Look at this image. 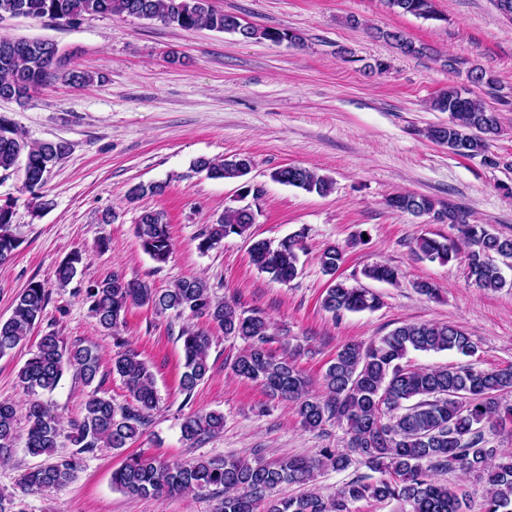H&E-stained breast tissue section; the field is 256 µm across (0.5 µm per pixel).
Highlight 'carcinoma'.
Returning <instances> with one entry per match:
<instances>
[{
    "label": "carcinoma",
    "mask_w": 512,
    "mask_h": 512,
    "mask_svg": "<svg viewBox=\"0 0 512 512\" xmlns=\"http://www.w3.org/2000/svg\"><path fill=\"white\" fill-rule=\"evenodd\" d=\"M391 7L416 17L434 16L433 0H389ZM111 14L159 21L183 30L207 28L235 33L228 24L236 15L219 11L211 0H0V21L6 18L70 22L85 15ZM242 37L292 44L302 37L276 28L244 26ZM407 55L420 53L412 41L398 31L383 33ZM61 76L73 83H85L91 76L76 70H62L61 60L46 40L0 36V91L25 103L48 78ZM433 108L448 113V124L432 126L426 137L464 157L481 155L488 142L502 133L497 112L466 89L450 86L433 100ZM67 152L61 142H28L13 123L0 115V171L19 175L21 189L38 200L36 211L50 202L44 188L51 167ZM247 155L231 158H200L196 169L211 179H242L252 169ZM273 180L309 193L326 195L332 181L300 166H285L272 174ZM160 183L132 186L127 193L137 199L147 193L161 195ZM387 206L413 215L436 213L456 227L467 245L464 265L468 281L483 290L506 285L500 267L490 255L512 258V237L494 233L485 224H471L463 212L435 210V202L408 193L387 199ZM10 204L0 205V264L8 262L22 240L13 224ZM255 217L240 207H228L215 223L206 225L196 237V248L207 253L224 238L249 236ZM142 251L154 262L164 264L172 254L168 224L160 211L145 210L135 227ZM300 231L277 246L258 240L251 245L254 264L279 282L298 275V252L303 250ZM414 252L429 261H450L456 251L448 243L428 234L415 240ZM345 249L330 244L318 256L322 270L332 277L323 307L339 316L345 312L375 310L378 296L367 288L349 286L336 276L344 262ZM82 262L74 253L55 272L58 286L68 285ZM366 278L395 284L397 267L376 263L364 269ZM49 299L44 282L32 279L16 299L11 315L0 320V356L21 345L40 320ZM86 302L98 327L106 332L119 328L133 305L147 306L157 313L171 311L188 319L204 318L216 324L226 336L239 337L247 347L232 364L233 372L255 382L271 395L292 403L303 427L320 431L333 422L343 430L346 450L323 448L317 460L285 456L274 461L257 457L252 461L234 455L199 458L188 462H166L143 454L126 459L112 471V486L130 497H160L183 492H212L223 495L218 512H255L266 495L284 483L305 484L314 470L330 467L343 472L358 464L370 470L324 495L308 490L296 497L273 499L266 512H350L353 502L379 504L394 502L397 512H467L468 494L460 483H440L435 474L459 471L484 484L483 512H512V453H503L489 436L512 431V364L479 369L471 364L418 369L404 362L411 350L454 351L469 357L476 353L472 338L459 326L448 323H407L365 345H341L322 376L324 394L310 391V380L293 357L275 356L266 348L271 325L261 311L247 315L227 301L211 294L202 278L182 279L159 291L139 279L114 273L87 289ZM179 339L184 352L181 390L188 396L210 372L212 338L203 329L184 327ZM73 371L89 388L82 417L67 435L77 452L30 469L22 475L19 488L24 494L59 491L74 477L79 455L97 448L120 450L140 435L159 402L154 375L139 354L119 345L112 357V372L118 374L137 403L132 410L114 403L100 390L98 355L92 346L67 344L53 333L39 340L19 371L18 379L28 394L53 391L64 373ZM25 448L33 456L50 454L59 447L62 429L57 416L38 399L26 407ZM17 409L0 402V463L15 448ZM220 412H193L181 423L183 439L191 445L220 432Z\"/></svg>",
    "instance_id": "cac0c4a2"
}]
</instances>
